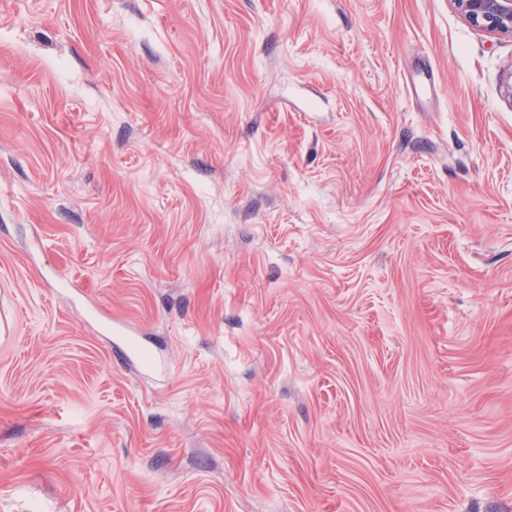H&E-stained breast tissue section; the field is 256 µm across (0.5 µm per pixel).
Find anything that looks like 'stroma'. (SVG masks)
Segmentation results:
<instances>
[{"label": "stroma", "mask_w": 512, "mask_h": 512, "mask_svg": "<svg viewBox=\"0 0 512 512\" xmlns=\"http://www.w3.org/2000/svg\"><path fill=\"white\" fill-rule=\"evenodd\" d=\"M510 67L452 0H0V512H512Z\"/></svg>", "instance_id": "1"}]
</instances>
